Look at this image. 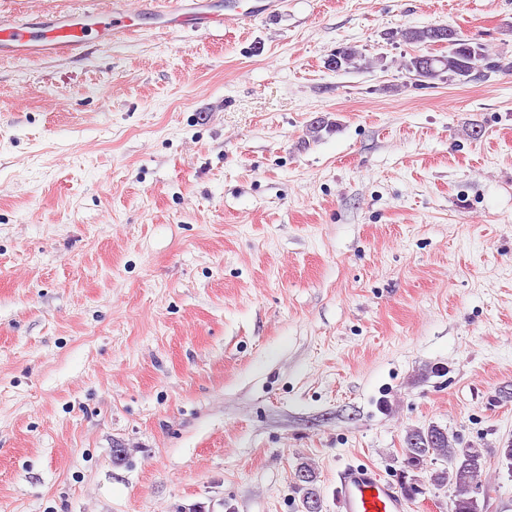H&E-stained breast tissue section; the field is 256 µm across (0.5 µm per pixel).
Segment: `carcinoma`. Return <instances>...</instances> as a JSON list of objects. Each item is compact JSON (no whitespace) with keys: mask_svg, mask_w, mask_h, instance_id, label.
I'll list each match as a JSON object with an SVG mask.
<instances>
[{"mask_svg":"<svg viewBox=\"0 0 512 512\" xmlns=\"http://www.w3.org/2000/svg\"><path fill=\"white\" fill-rule=\"evenodd\" d=\"M400 37L410 43L432 46L445 44L439 54L414 56L406 65L418 78L433 79L442 73L460 81H469L483 70L509 73L512 63L491 57L488 50L447 25H431L419 29H404ZM458 438L436 425L410 429L403 439L401 455L403 468L408 471L420 464L429 467L428 483L434 488L448 490V512H482L473 499V477H482L487 456L482 448L456 447ZM442 468L434 467L437 462ZM296 488L301 504L321 500L315 469L301 462L295 470Z\"/></svg>","mask_w":512,"mask_h":512,"instance_id":"1","label":"carcinoma"}]
</instances>
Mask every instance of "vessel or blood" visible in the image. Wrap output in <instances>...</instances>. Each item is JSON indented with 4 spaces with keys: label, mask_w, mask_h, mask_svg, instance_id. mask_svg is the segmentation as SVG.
<instances>
[{
    "label": "vessel or blood",
    "mask_w": 512,
    "mask_h": 512,
    "mask_svg": "<svg viewBox=\"0 0 512 512\" xmlns=\"http://www.w3.org/2000/svg\"><path fill=\"white\" fill-rule=\"evenodd\" d=\"M282 0H253L246 13L228 5L226 13L211 10L205 0H168L157 15L163 29L176 35L185 29H221L243 17H270L278 13ZM141 10L124 8L114 0L108 13L71 11L48 24L28 20L0 21V54L38 60L48 55L84 53L90 35L108 43L117 36L139 33ZM340 512H408V500L396 486L383 479L368 464H349L336 477Z\"/></svg>",
    "instance_id": "1"
}]
</instances>
